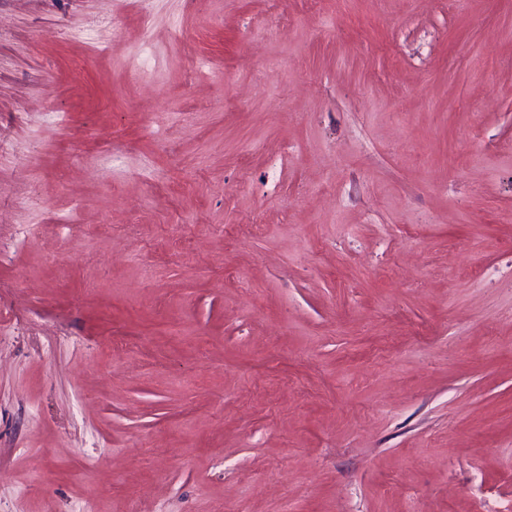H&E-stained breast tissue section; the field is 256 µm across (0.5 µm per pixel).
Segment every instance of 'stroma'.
Segmentation results:
<instances>
[{
  "label": "stroma",
  "mask_w": 512,
  "mask_h": 512,
  "mask_svg": "<svg viewBox=\"0 0 512 512\" xmlns=\"http://www.w3.org/2000/svg\"><path fill=\"white\" fill-rule=\"evenodd\" d=\"M89 499L512 512V0H0V512Z\"/></svg>",
  "instance_id": "stroma-1"
}]
</instances>
